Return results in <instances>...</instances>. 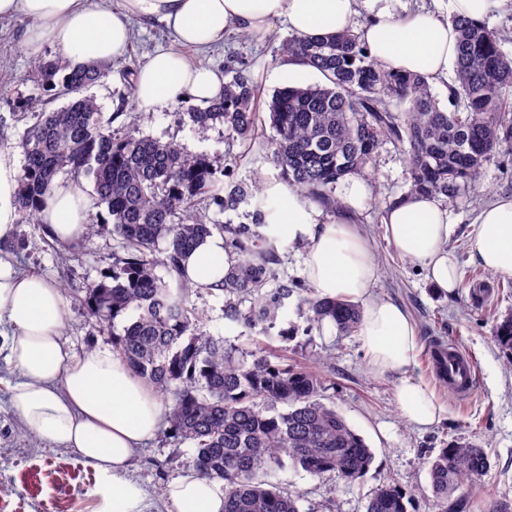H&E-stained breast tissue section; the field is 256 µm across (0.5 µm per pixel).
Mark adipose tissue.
Masks as SVG:
<instances>
[{"mask_svg":"<svg viewBox=\"0 0 512 512\" xmlns=\"http://www.w3.org/2000/svg\"><path fill=\"white\" fill-rule=\"evenodd\" d=\"M363 1L369 17L360 25L356 19ZM493 2L449 0L446 14L437 8L396 14L388 0H124L120 11L102 9L93 0H0V17L31 20L26 40L31 53L49 42L75 63L122 56L133 36L130 17L161 22L172 42L136 74L138 100L153 108L179 99L204 107L222 94L224 78L208 65L188 61L183 47L208 48L234 30L261 35L281 19L299 36L358 31L383 68L439 81L456 60L449 15L480 20ZM20 175L15 153L0 149L2 242L10 240L20 220ZM369 191L363 178L346 177L338 191L344 214L325 224L316 204L273 182L266 189L275 204L269 221L276 231L305 239L304 272L320 296L360 304L358 335L371 368L396 379L406 421L428 427L439 422L442 409L412 377L421 348L417 327L400 305L370 297L377 266L367 239L348 219ZM39 220L56 239L76 240L88 220V201L76 186L54 183ZM383 222L396 249L421 265L429 283L445 292L457 287L456 265L446 248L453 226L442 202L408 197L387 211ZM470 244L486 269L512 279V199L499 200L479 214ZM233 262L219 236L206 238L183 260L191 284L201 288L219 284ZM65 317L57 285L37 274L19 273L0 259V350L17 376L9 387L12 408L40 443L72 449L102 477L107 512H149L145 491L128 473L139 450L162 428L163 404L112 352L92 348L73 353L62 339ZM165 497L173 512L224 510L223 483L196 475L172 480Z\"/></svg>","mask_w":512,"mask_h":512,"instance_id":"1","label":"adipose tissue"}]
</instances>
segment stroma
Wrapping results in <instances>:
<instances>
[{
    "mask_svg": "<svg viewBox=\"0 0 512 512\" xmlns=\"http://www.w3.org/2000/svg\"><path fill=\"white\" fill-rule=\"evenodd\" d=\"M29 26V20L22 17L0 19V148L16 149L31 125L22 117L19 103L35 91V58L62 57L50 44L44 45L38 56L28 54L25 35ZM133 30L126 54L112 60L109 76L90 89L116 130L127 127L133 110L127 99V71L138 70L149 54L170 41L166 27L157 22L137 21ZM288 34L280 21L265 37L252 36L244 41L234 32L202 59L222 72L229 52L251 51L249 74L266 101L275 89L289 83L277 60ZM186 110V104L177 100L142 113L139 131L163 142H176L189 154L207 157L216 171H223L227 154L234 153L238 156L237 178L247 181L260 174L276 180L278 171L267 146L271 128H264L249 146H231L223 126L195 127ZM406 190L403 153L393 145H384L372 170V194L392 199ZM502 198H512L511 151L491 159L476 190L448 206L453 226L448 248L460 279L451 294L430 286L420 264L397 251L387 239L383 223L377 220V210L365 204L360 230L379 269L371 293L402 305L414 320L423 349L413 375L433 393L443 418L425 430L408 424L400 413L393 378L371 371L358 334L326 336L314 331L313 349L322 357L318 371L325 382L324 401L335 406L365 439L374 459L367 473L351 482L315 477L300 469L281 472L283 488L300 494L301 512H366L370 494L388 483L406 489L409 512H438L426 461L460 439L489 454L488 472L469 486L476 512H484L488 502L512 500V360L493 333L494 317L512 314V279L504 281L493 275L469 248L476 216ZM88 219L98 229L79 242L77 258L67 263L53 251L44 224L18 223L13 238L0 248V256L19 271L41 273L58 285L68 312L64 338L77 354L89 348L112 347L111 332L85 315L81 298L84 287L103 279L106 267L100 258L116 251L117 240L106 205L90 203ZM193 302L204 313L208 335L246 348L257 339V332L225 320L223 298L203 293ZM437 339L454 343L472 358L476 379L470 398L463 400L451 394L434 376L429 347ZM13 379L10 366L0 356V512H102L101 480L95 470L71 449L38 443L14 413L8 390ZM193 454L192 443L176 448L161 433L140 449L131 478L145 489L151 512H167L165 489L173 479L192 473Z\"/></svg>",
    "mask_w": 512,
    "mask_h": 512,
    "instance_id": "35a3bbf8",
    "label": "stroma"
}]
</instances>
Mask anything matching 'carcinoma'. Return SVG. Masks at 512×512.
I'll return each mask as SVG.
<instances>
[{"label": "carcinoma", "instance_id": "carcinoma-1", "mask_svg": "<svg viewBox=\"0 0 512 512\" xmlns=\"http://www.w3.org/2000/svg\"><path fill=\"white\" fill-rule=\"evenodd\" d=\"M452 24L458 42L449 109L439 106L426 77L383 69L358 34L344 32L288 36L280 60L300 59L325 83L278 89L268 118L261 115L243 57L224 82L223 98L204 108L190 105L187 115L201 128L221 124L229 139L243 145L269 123L278 177L333 218L341 207L339 182L367 176L385 143L406 153V194L454 202L512 145V55L502 50L508 32L486 20L455 16ZM35 67L39 87L70 100L52 111L41 108L38 96L20 103L23 111L40 109L18 142L21 218L39 222L41 203L59 175L92 181L97 202L112 217L119 250L110 257L109 280L85 288L86 314L105 328L121 315L129 317L113 347L164 403L170 443L193 444L196 475L224 482V512H300L299 497L274 480L289 466L321 478L361 477L373 461L372 450L323 402L321 376L272 349V342L298 335L296 327L278 328L294 299L306 323V345L327 319L344 334L354 331L360 307L305 297L304 284L280 277L275 238L265 232L274 207L261 194L262 177L236 179V158L230 156L221 181L206 157L174 142L143 136L133 125L112 131V119L86 94L107 76L100 63L62 68L54 60H38ZM252 198L254 209L236 224L209 217L212 205L236 213ZM215 233L236 262L221 287L195 288L181 270L182 258ZM159 267L171 281L157 275ZM202 291L224 295V319L246 330L262 328L268 343L249 350L207 335L190 300ZM495 336L512 353V315L496 324ZM489 468L485 451L467 442L439 449L427 461V473L440 512H472L471 498L457 491ZM407 504V492L388 484L371 494L366 512H408Z\"/></svg>", "mask_w": 512, "mask_h": 512}]
</instances>
